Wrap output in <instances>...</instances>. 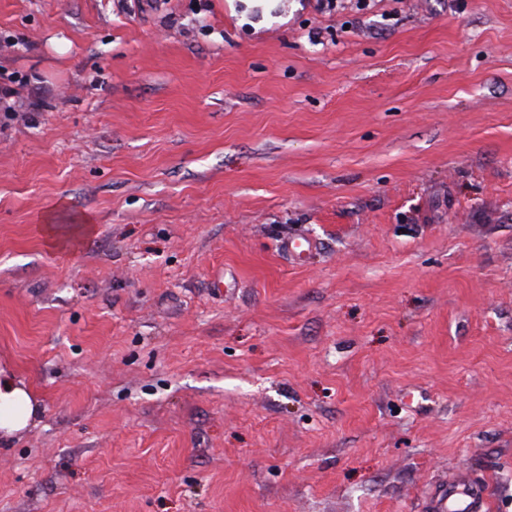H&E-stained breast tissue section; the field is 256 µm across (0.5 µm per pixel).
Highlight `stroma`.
<instances>
[{"mask_svg":"<svg viewBox=\"0 0 512 512\" xmlns=\"http://www.w3.org/2000/svg\"><path fill=\"white\" fill-rule=\"evenodd\" d=\"M274 2L0 0V512H512V0ZM36 400L26 385L0 370V435L11 436L28 428ZM486 493L468 471H458L426 504L432 512H481Z\"/></svg>","mask_w":512,"mask_h":512,"instance_id":"stroma-1","label":"stroma"}]
</instances>
